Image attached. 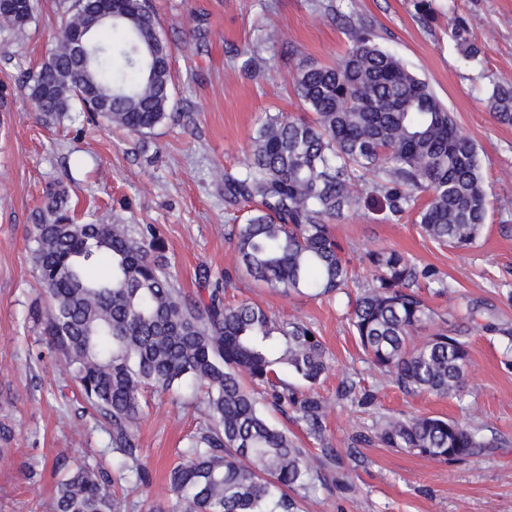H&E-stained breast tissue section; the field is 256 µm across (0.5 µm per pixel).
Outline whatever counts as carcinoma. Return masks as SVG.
<instances>
[{"label":"carcinoma","instance_id":"cac0c4a2","mask_svg":"<svg viewBox=\"0 0 512 512\" xmlns=\"http://www.w3.org/2000/svg\"><path fill=\"white\" fill-rule=\"evenodd\" d=\"M21 2L3 18L18 30L38 16V0ZM114 8L112 18L99 20L96 0H72L54 50L26 86L42 117L60 121L78 110L144 136L174 118L172 48L148 0H118ZM85 28L93 53L84 65L75 39ZM454 40L464 57L477 55L460 25ZM292 85L313 117L267 115L244 171L219 173L229 200L259 201L229 232L247 275L286 293H341L351 271L328 221L367 189L386 196L394 216L417 210L422 232L439 243L466 248L477 240L488 201L476 146L371 33L356 35L334 66H300ZM488 102L496 122L512 126V81L493 84ZM418 190L428 194L421 206ZM68 197L66 187H49L33 225L32 261L49 299L37 317L84 404L106 425L119 478L151 485L139 454L142 390L188 383L206 388V397L185 460L169 474L176 512H298L288 492L314 489L340 457L325 436L326 403L316 391L328 369L320 336L250 302L226 304L218 285L205 296L183 292L152 227L104 217L78 224ZM366 258L372 280L351 303L350 324L370 364L404 391L461 394L470 366L466 337L436 325V313L413 290L418 271L409 258L385 248L369 249ZM290 374L308 389L296 391ZM258 388L303 423L319 452L270 423ZM375 438L445 461L493 446L480 429L433 416L388 417ZM48 512H116L112 480L78 466L59 480Z\"/></svg>","mask_w":512,"mask_h":512}]
</instances>
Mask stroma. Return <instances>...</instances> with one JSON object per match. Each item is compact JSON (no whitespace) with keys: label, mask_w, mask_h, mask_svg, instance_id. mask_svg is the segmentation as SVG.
I'll return each instance as SVG.
<instances>
[{"label":"stroma","mask_w":512,"mask_h":512,"mask_svg":"<svg viewBox=\"0 0 512 512\" xmlns=\"http://www.w3.org/2000/svg\"><path fill=\"white\" fill-rule=\"evenodd\" d=\"M173 48L179 122L137 137L34 112L25 84L54 47L70 0H39L38 23L0 25V512H44L58 480L82 462L112 463L107 433L83 414L62 364L43 341L31 308L45 305L31 258L32 226L48 187L69 189L70 213L86 223L159 229L168 269L189 293L227 281L225 298L246 300L311 325L329 353L317 390L326 435L341 457L326 487L303 493L302 512H512V126L487 106L493 83L512 78V0H151ZM463 22L478 57L451 38ZM369 29L381 48L427 81L476 144L488 214L481 236L460 250L429 239L415 211L392 216L385 200L361 195L333 219L354 277L348 296L312 297L265 287L234 268L228 227L253 205L232 202L216 171L239 174L266 114L307 117L292 91L299 65H332ZM280 39L267 41L268 31ZM261 60L253 73L241 52ZM402 253L437 282L419 292L449 335L466 336L471 372L458 396L406 393L366 362L347 319L349 296L371 279L368 246ZM447 292H440V284ZM354 394L339 398L343 383ZM201 395L184 386L144 392L140 456L152 484L116 486L118 512H172L170 469L201 420ZM427 415L481 428L494 445L461 462L430 459L374 439L388 416Z\"/></svg>","instance_id":"stroma-1"}]
</instances>
